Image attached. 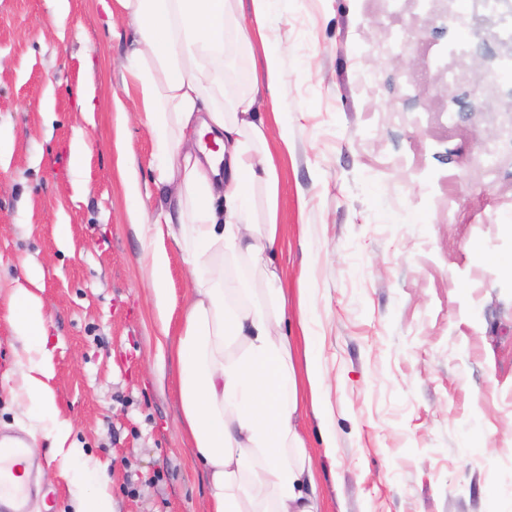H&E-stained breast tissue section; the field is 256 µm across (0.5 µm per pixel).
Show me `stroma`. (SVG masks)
Masks as SVG:
<instances>
[{
  "label": "stroma",
  "mask_w": 512,
  "mask_h": 512,
  "mask_svg": "<svg viewBox=\"0 0 512 512\" xmlns=\"http://www.w3.org/2000/svg\"><path fill=\"white\" fill-rule=\"evenodd\" d=\"M445 4L444 34L410 41L397 61L375 46L389 25L381 0H286L278 21L292 131L289 146L270 142L278 262L299 360L307 290L335 445L325 450L305 407L319 512H512V272L486 260L512 257V73L499 70L512 0L496 12ZM67 7L57 26L48 0H0V437L32 451L31 512H71L69 467L14 395L6 303L30 264L68 444L81 465L107 464L113 512H207L174 341L155 319L129 217L175 207L138 99L123 91L132 30L114 0ZM434 43L456 48L436 71L424 66ZM404 74L434 100L406 96ZM121 148L139 197L119 181ZM168 255L176 332L192 277L176 248Z\"/></svg>",
  "instance_id": "35a3bbf8"
}]
</instances>
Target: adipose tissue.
<instances>
[{
  "mask_svg": "<svg viewBox=\"0 0 512 512\" xmlns=\"http://www.w3.org/2000/svg\"><path fill=\"white\" fill-rule=\"evenodd\" d=\"M133 37L124 68L158 146V180L174 185L176 208L140 214L145 276L159 321L173 243L193 276L178 337L182 421L208 483V512H318L316 472L302 451L300 382L325 385L320 365L298 370L284 332L288 299L277 265L279 167L270 127L256 110L261 90L272 109L285 84L279 30L270 17L282 0H116ZM262 46L264 66L250 89L224 92L227 44ZM39 277L27 271L9 295L8 319L23 348L19 396L55 448L71 431L57 422L48 380L50 352Z\"/></svg>",
  "mask_w": 512,
  "mask_h": 512,
  "instance_id": "ef3b65f1",
  "label": "adipose tissue"
}]
</instances>
